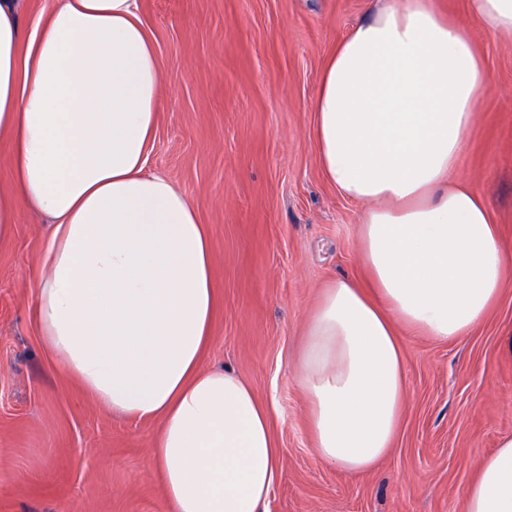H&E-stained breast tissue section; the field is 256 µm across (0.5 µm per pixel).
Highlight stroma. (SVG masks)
I'll list each match as a JSON object with an SVG mask.
<instances>
[{
	"label": "stroma",
	"mask_w": 512,
	"mask_h": 512,
	"mask_svg": "<svg viewBox=\"0 0 512 512\" xmlns=\"http://www.w3.org/2000/svg\"><path fill=\"white\" fill-rule=\"evenodd\" d=\"M369 0H140L162 63L147 169L195 204L214 256L217 310L203 365L271 406L281 479L267 512H462L482 455L512 433V34L437 0L473 32L489 74L459 175L488 202L506 288L469 335L403 333L406 398L394 444L348 473L314 453L295 377L305 323L333 280L367 283L360 208L324 178L312 103L327 55ZM45 216L19 208L0 239V512H168L156 420L108 415L44 355L35 290Z\"/></svg>",
	"instance_id": "35a3bbf8"
}]
</instances>
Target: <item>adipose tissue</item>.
<instances>
[{
    "label": "adipose tissue",
    "mask_w": 512,
    "mask_h": 512,
    "mask_svg": "<svg viewBox=\"0 0 512 512\" xmlns=\"http://www.w3.org/2000/svg\"><path fill=\"white\" fill-rule=\"evenodd\" d=\"M0 0V137L18 204L50 218L34 319L47 356L109 413L161 427L154 461L171 512H264L280 479L269 408L202 365L213 257L194 203L146 170L161 63L139 0H61L32 32ZM488 86L469 30L433 0H372L326 60L313 101L326 180L362 206L369 286L340 278L305 328L296 375L318 458L370 470L405 404L399 328L468 335L505 286L485 198L460 179ZM462 512H512V435L479 462Z\"/></svg>",
    "instance_id": "obj_1"
}]
</instances>
